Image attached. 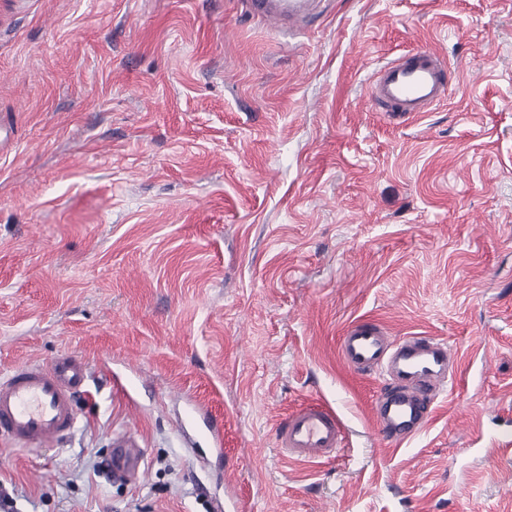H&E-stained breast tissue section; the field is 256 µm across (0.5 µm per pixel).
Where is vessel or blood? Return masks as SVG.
I'll return each instance as SVG.
<instances>
[{"label":"vessel or blood","instance_id":"1","mask_svg":"<svg viewBox=\"0 0 512 512\" xmlns=\"http://www.w3.org/2000/svg\"><path fill=\"white\" fill-rule=\"evenodd\" d=\"M318 0H245L249 13L263 20L300 24ZM452 81L445 60L421 45L378 72L369 100L376 111L410 120L442 101ZM338 352L355 374L378 375L383 385L368 411L382 439L403 442L423 431L438 398L454 387L457 362L447 344L431 336H393L380 324L361 321L340 336ZM88 363L69 353L47 362H26L0 378V437L38 447L55 446L78 426L76 398L88 385ZM346 428L338 414L321 404L298 407L282 419L276 446L290 459L311 462L338 456ZM139 442L121 434L112 440V476L130 480L141 474Z\"/></svg>","mask_w":512,"mask_h":512}]
</instances>
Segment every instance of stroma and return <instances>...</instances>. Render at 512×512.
I'll list each match as a JSON object with an SVG mask.
<instances>
[{
  "instance_id": "obj_1",
  "label": "stroma",
  "mask_w": 512,
  "mask_h": 512,
  "mask_svg": "<svg viewBox=\"0 0 512 512\" xmlns=\"http://www.w3.org/2000/svg\"><path fill=\"white\" fill-rule=\"evenodd\" d=\"M427 45L456 71L420 119L369 83ZM372 319L460 362L424 430L383 441L382 380L342 363ZM92 374L63 446L0 441L6 512H512V0H323L295 29L243 0H0V377ZM197 398L221 450L181 429ZM335 410L346 448L275 446ZM144 476L113 482L112 437ZM346 434L345 425L334 410L309 403L279 422L275 441L288 458L311 462L337 457L345 447Z\"/></svg>"
}]
</instances>
